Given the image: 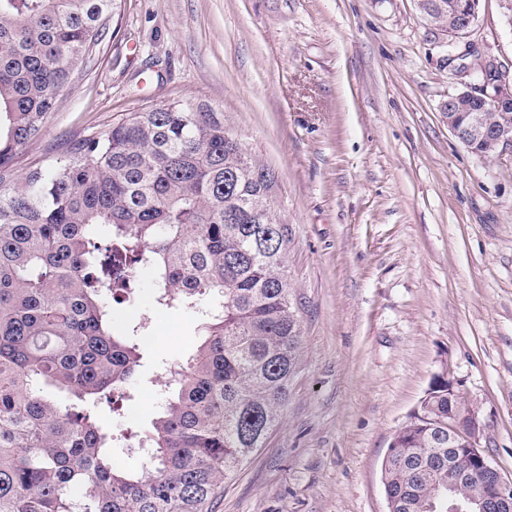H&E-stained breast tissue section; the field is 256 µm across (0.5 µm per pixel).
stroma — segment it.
<instances>
[{
    "label": "stroma",
    "mask_w": 512,
    "mask_h": 512,
    "mask_svg": "<svg viewBox=\"0 0 512 512\" xmlns=\"http://www.w3.org/2000/svg\"><path fill=\"white\" fill-rule=\"evenodd\" d=\"M110 28L15 174L146 105L202 102L274 170L290 228L300 361L279 425L215 512H388L383 459L440 375L512 482V150L486 162L449 131L442 105L462 83L446 22L419 0H118ZM467 38L512 71L499 0H480ZM139 280L112 307L120 334L153 320L137 414H95L145 430L201 317L155 308L150 272Z\"/></svg>",
    "instance_id": "stroma-1"
}]
</instances>
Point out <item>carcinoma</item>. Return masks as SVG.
<instances>
[{"label": "carcinoma", "instance_id": "obj_1", "mask_svg": "<svg viewBox=\"0 0 512 512\" xmlns=\"http://www.w3.org/2000/svg\"><path fill=\"white\" fill-rule=\"evenodd\" d=\"M468 0H427L440 20ZM116 0H0V512H213L263 447L302 345L275 172L200 104L149 105L5 184L101 43ZM153 274L158 308L200 314L203 340L166 368L153 428L113 431L142 359L112 328ZM448 393L433 391L389 446L394 512H448ZM138 441L145 465L112 462Z\"/></svg>", "mask_w": 512, "mask_h": 512}]
</instances>
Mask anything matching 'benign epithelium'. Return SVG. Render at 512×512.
Wrapping results in <instances>:
<instances>
[{
  "instance_id": "benign-epithelium-1",
  "label": "benign epithelium",
  "mask_w": 512,
  "mask_h": 512,
  "mask_svg": "<svg viewBox=\"0 0 512 512\" xmlns=\"http://www.w3.org/2000/svg\"><path fill=\"white\" fill-rule=\"evenodd\" d=\"M478 7L479 0H472L467 10L448 13V33L458 38L468 34ZM476 48L481 55V66L467 69L472 81L466 83L465 89L448 96L442 110L448 113V129L459 143L467 150L471 143H480L482 151L478 157L488 160L503 149L512 148V116L506 113V106L512 101V75L503 69L496 56L475 43H465L464 50L450 58L463 57ZM471 96L482 98L484 107L480 112L470 113L467 125L462 127L455 121L453 112ZM480 431L478 413L472 404H466L462 412L448 413V469L456 471L460 482L470 471L485 475L464 497L458 495L457 484H448V512H512V484L503 480L480 450Z\"/></svg>"
}]
</instances>
